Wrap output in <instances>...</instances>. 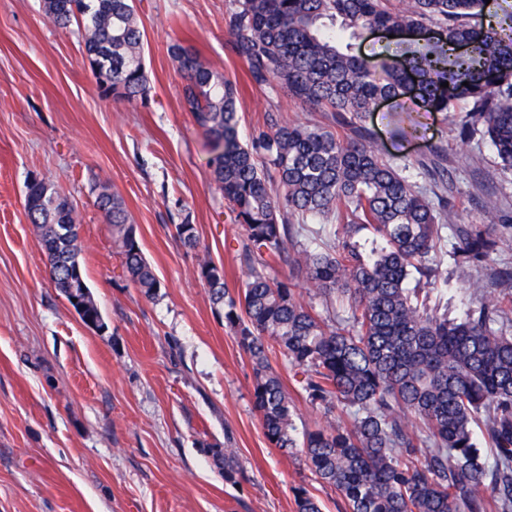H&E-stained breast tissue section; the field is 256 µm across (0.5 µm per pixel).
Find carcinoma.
I'll use <instances>...</instances> for the list:
<instances>
[{
	"mask_svg": "<svg viewBox=\"0 0 512 512\" xmlns=\"http://www.w3.org/2000/svg\"><path fill=\"white\" fill-rule=\"evenodd\" d=\"M231 0L228 35L251 83L347 126L341 137L269 112L251 143L238 136L237 88L191 47L170 48L183 98L209 148L212 180L245 232L242 288L223 268L199 262L209 301L252 363V402L264 435L284 452L297 447L295 399L272 366L278 349L304 375L301 393L324 419L303 433L312 473L340 492L344 512H512V269L481 291L463 316L448 319L444 293L427 286L442 265L449 214L447 169L422 164L430 193L417 190L371 145L364 125L377 100L411 111L469 106L457 125L465 141L478 123L512 171V4L503 27L484 24L485 0ZM55 25H77L102 92L132 101L145 92L143 33L133 0H43ZM379 27L406 38L393 54L364 60L344 52L336 30L356 37ZM448 87H441L442 83ZM96 203L120 248L130 280L151 297L160 288L124 200L102 188ZM25 209L40 232L55 287L86 284L78 260L74 206L41 179L27 182ZM331 224L329 238L301 242L308 221ZM190 249L196 226L176 225ZM493 242L477 227L458 234L455 255L492 261ZM288 279L268 273L276 262ZM304 284L322 310L303 303ZM481 428L491 454L481 449ZM227 481L238 475L230 448L209 447ZM298 512H322L303 488Z\"/></svg>",
	"mask_w": 512,
	"mask_h": 512,
	"instance_id": "carcinoma-1",
	"label": "carcinoma"
}]
</instances>
